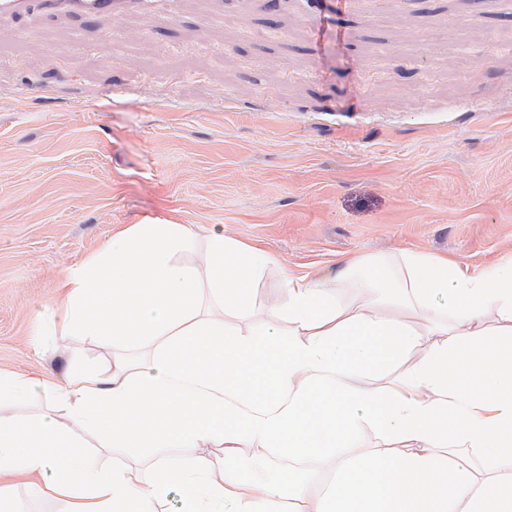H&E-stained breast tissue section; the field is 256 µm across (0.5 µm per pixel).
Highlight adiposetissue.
Listing matches in <instances>:
<instances>
[{
  "label": "adipose tissue",
  "instance_id": "1",
  "mask_svg": "<svg viewBox=\"0 0 512 512\" xmlns=\"http://www.w3.org/2000/svg\"><path fill=\"white\" fill-rule=\"evenodd\" d=\"M192 253L197 262L185 263ZM267 260L220 229L202 237L190 224H135L71 270L63 333L97 341L112 364L75 367L52 391L0 372V397L47 394L35 417L0 412V512H17L19 477L42 478L65 512H157L174 491L179 512H279L305 481L268 474L256 492L242 486L271 449L333 448L367 425L408 454L338 460L315 512H512L502 479L512 473V264L464 273L412 252L398 268L368 261L361 277L348 264L336 285L362 288L356 309L289 276L277 308L289 329L273 322L256 334L241 313L256 303ZM407 306L424 331L394 317ZM414 350L398 388L354 386L356 374L389 372ZM79 432L116 456L148 452L149 473L100 465ZM447 447L489 456L496 474L474 483ZM175 448L249 457L220 470L204 457L183 462Z\"/></svg>",
  "mask_w": 512,
  "mask_h": 512
}]
</instances>
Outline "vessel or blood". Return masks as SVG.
Masks as SVG:
<instances>
[{
    "label": "vessel or blood",
    "instance_id": "b4317fda",
    "mask_svg": "<svg viewBox=\"0 0 512 512\" xmlns=\"http://www.w3.org/2000/svg\"><path fill=\"white\" fill-rule=\"evenodd\" d=\"M168 0H0V18L20 15L84 22L105 16L129 14L154 21Z\"/></svg>",
    "mask_w": 512,
    "mask_h": 512
}]
</instances>
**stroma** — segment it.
<instances>
[{
    "mask_svg": "<svg viewBox=\"0 0 512 512\" xmlns=\"http://www.w3.org/2000/svg\"><path fill=\"white\" fill-rule=\"evenodd\" d=\"M152 221L215 227L285 275L420 252L512 261V0H173L148 26L0 20V370L59 383L69 271ZM323 455L285 512H313Z\"/></svg>",
    "mask_w": 512,
    "mask_h": 512,
    "instance_id": "35a3bbf8",
    "label": "stroma"
}]
</instances>
